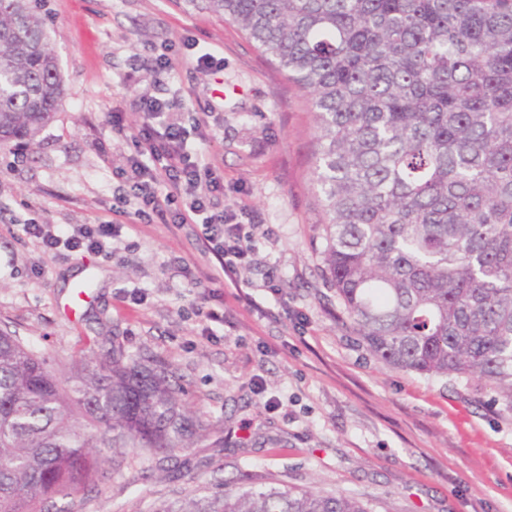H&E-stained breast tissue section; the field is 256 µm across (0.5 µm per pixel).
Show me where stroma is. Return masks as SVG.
<instances>
[{"label":"stroma","instance_id":"stroma-1","mask_svg":"<svg viewBox=\"0 0 512 512\" xmlns=\"http://www.w3.org/2000/svg\"><path fill=\"white\" fill-rule=\"evenodd\" d=\"M64 95L35 141L0 147V330L57 376L120 345L175 369L199 420L180 479L127 448L83 512H147L233 481L342 492L368 512H512V412L464 378L394 370L338 324L320 270L316 128L305 91L233 23L173 0H37ZM217 60L197 64L200 55ZM170 102L190 149L218 156L216 210L248 212L253 264L212 298L215 261L189 229L124 228L112 255L45 256L9 232L33 219L74 232L112 220L143 101ZM124 115L115 128L111 113ZM210 113L209 128L193 119ZM184 257L196 279L170 270ZM139 290V304L119 291ZM223 305L215 336L201 328Z\"/></svg>","mask_w":512,"mask_h":512}]
</instances>
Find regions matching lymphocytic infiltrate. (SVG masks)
I'll return each mask as SVG.
<instances>
[{
    "mask_svg": "<svg viewBox=\"0 0 512 512\" xmlns=\"http://www.w3.org/2000/svg\"><path fill=\"white\" fill-rule=\"evenodd\" d=\"M144 109L140 155L129 159L121 171L129 190L117 196L114 212L134 215L143 224L193 226L204 252L217 263L213 283L234 281L239 268L250 264L254 255L251 217L212 212L211 194L224 190L216 165L189 150L183 127L165 121V103L148 100ZM183 197L189 200L186 209L171 210V203ZM22 230L44 254L54 257L105 253L121 227L105 222L69 234L52 224L30 222Z\"/></svg>",
    "mask_w": 512,
    "mask_h": 512,
    "instance_id": "1",
    "label": "lymphocytic infiltrate"
}]
</instances>
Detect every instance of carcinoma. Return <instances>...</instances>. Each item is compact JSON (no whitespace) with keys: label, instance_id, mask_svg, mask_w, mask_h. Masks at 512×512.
<instances>
[{"label":"carcinoma","instance_id":"obj_1","mask_svg":"<svg viewBox=\"0 0 512 512\" xmlns=\"http://www.w3.org/2000/svg\"><path fill=\"white\" fill-rule=\"evenodd\" d=\"M36 0H0V145L63 86ZM308 92L322 273L389 367L477 380L512 412V0H185ZM176 375L112 346L67 380L0 332V512H79L115 448L199 440ZM153 512H368L344 494L233 489Z\"/></svg>","mask_w":512,"mask_h":512}]
</instances>
